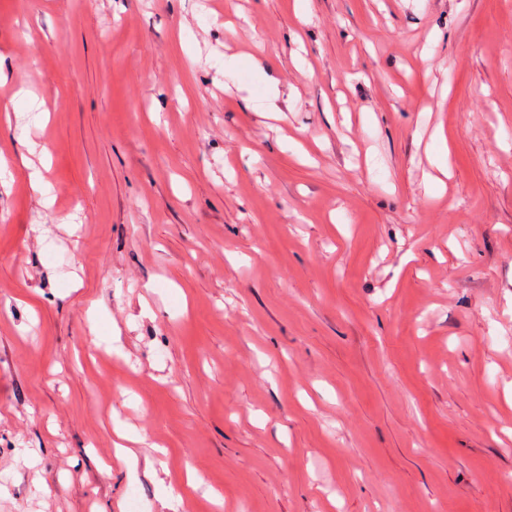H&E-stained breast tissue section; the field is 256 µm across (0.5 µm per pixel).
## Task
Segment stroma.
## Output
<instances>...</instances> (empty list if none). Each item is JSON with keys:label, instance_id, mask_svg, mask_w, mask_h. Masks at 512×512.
Returning <instances> with one entry per match:
<instances>
[{"label": "stroma", "instance_id": "stroma-1", "mask_svg": "<svg viewBox=\"0 0 512 512\" xmlns=\"http://www.w3.org/2000/svg\"><path fill=\"white\" fill-rule=\"evenodd\" d=\"M1 477L512 512V0H0Z\"/></svg>", "mask_w": 512, "mask_h": 512}]
</instances>
